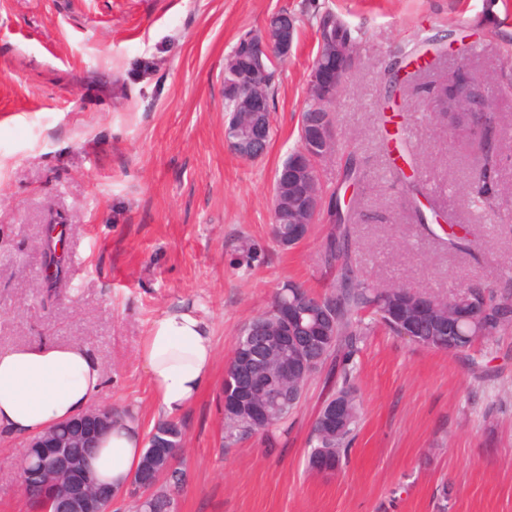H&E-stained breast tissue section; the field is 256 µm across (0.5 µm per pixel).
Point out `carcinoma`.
Instances as JSON below:
<instances>
[{
    "label": "carcinoma",
    "mask_w": 512,
    "mask_h": 512,
    "mask_svg": "<svg viewBox=\"0 0 512 512\" xmlns=\"http://www.w3.org/2000/svg\"><path fill=\"white\" fill-rule=\"evenodd\" d=\"M318 19L331 20L336 34L360 44L361 34L339 15L327 10L318 14ZM493 124H488L479 142L482 165L479 168V193L485 202H491L497 192L495 171L499 163V148L492 137ZM362 163L359 157L350 153L336 176V187L322 188L327 198L328 219L332 227L321 251L322 263L336 269V281L330 293L320 296L312 293L303 284L287 281L307 299L309 315L305 317L306 335L319 337L323 325L320 316L326 309L334 310L335 318L324 336L319 349L322 363H331L328 378L334 379L317 413L311 430V450L308 465L316 471L326 465L342 467L345 452L360 420V409L352 385L350 364L358 352V343L376 325H381L396 334L405 327L411 331L420 325L414 316V306L428 299L405 284L378 286L360 275L356 258L355 242L351 235L352 215L340 211L338 190L360 180ZM472 232L464 236H448V249L470 251L479 247ZM233 265L252 269L265 263L266 255L259 244L248 236L237 238L233 248ZM294 293H275L269 308L254 321L268 327L277 325L276 309L290 308ZM470 315V320L459 326V332L448 338L437 335L426 343V347L448 353H464L481 339L493 338L512 329V278L500 290L485 288L479 283L464 285L455 293L439 300L438 315ZM239 349H234L224 374L222 404L224 411L225 437L230 441L248 438L263 432L273 437V432L288 433V418L298 408L308 380L313 373L298 378L292 388L295 393L288 402L273 399L264 402L266 416L264 426H259L251 413L252 400L241 387L239 370ZM340 410L339 416L328 415L329 411ZM182 429L173 420H161L148 434V446L136 470V480L150 482L158 472L166 470L168 475L155 489L152 496L140 502L137 495L130 496L131 512H177L178 495L186 484L187 470L179 456L182 448ZM49 483L47 472L27 474L24 482L30 505L41 504L44 485Z\"/></svg>",
    "instance_id": "cac0c4a2"
}]
</instances>
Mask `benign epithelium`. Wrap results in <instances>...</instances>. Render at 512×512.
I'll list each match as a JSON object with an SVG mask.
<instances>
[{"label":"benign epithelium","mask_w":512,"mask_h":512,"mask_svg":"<svg viewBox=\"0 0 512 512\" xmlns=\"http://www.w3.org/2000/svg\"><path fill=\"white\" fill-rule=\"evenodd\" d=\"M298 27L295 18L287 12L273 15L258 33L248 36L250 53L246 65L233 73L235 104L224 121V141L227 148L245 160L261 158L267 149L271 134V97L268 86L272 83L275 68L291 57L297 42ZM320 46L325 55L317 57L308 80V106L300 114V133L303 155L322 164L336 152L335 105L336 97L354 64L358 48L349 41L328 35V30L318 31ZM463 85L474 91L440 93L436 103L452 121H463L470 133L481 138L484 116L494 111L493 103L481 91V78L462 68L457 71ZM300 189L295 203L279 195L283 211L290 212L292 224H314L323 210L322 181L308 165L294 171ZM303 304L297 301L290 316L283 322L277 336L265 333L257 326L247 333L248 345L240 352L242 365L238 371L245 391L262 396L268 388L267 381L254 361L255 352L280 351L292 345L301 357L283 359L279 375L293 380L312 369L317 361V340L302 332ZM112 417L109 407L91 409L64 424L57 425L40 435L26 447L35 449L38 463L50 467L57 482L49 497L42 500L40 512H112L102 507L99 487L84 464L76 448H91L96 443L101 427Z\"/></svg>","instance_id":"benign-epithelium-1"}]
</instances>
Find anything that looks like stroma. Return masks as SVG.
Wrapping results in <instances>:
<instances>
[{
    "mask_svg": "<svg viewBox=\"0 0 512 512\" xmlns=\"http://www.w3.org/2000/svg\"><path fill=\"white\" fill-rule=\"evenodd\" d=\"M359 29L358 58L336 102L334 182L347 153L363 162L352 203L359 270L375 283L445 297L512 275V0H0V350L78 342L105 367L98 398L161 420L139 347L161 312L194 303L212 324V377L176 421L189 482L178 512H512V332L464 354L374 328L354 358L361 421L343 468L307 467L327 390L307 383L287 434L229 443L221 391L245 324L293 278L318 294L336 278L319 223L296 248L270 237L274 177L298 140L317 52L315 9ZM285 11L298 39L276 73L272 136L248 161L224 141V63L238 38ZM453 32L445 44L428 36ZM433 50L429 79L468 67L497 105L502 160L492 205L473 185L479 150L416 95L412 72L385 98L393 58ZM468 225L479 250H448L414 205ZM67 230L64 280L44 285L49 225ZM265 263L231 265L238 236ZM23 440L0 435V512H31Z\"/></svg>",
    "mask_w": 512,
    "mask_h": 512,
    "instance_id": "obj_1",
    "label": "stroma"
}]
</instances>
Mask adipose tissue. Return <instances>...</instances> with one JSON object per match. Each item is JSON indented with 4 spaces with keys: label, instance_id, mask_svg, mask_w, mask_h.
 Returning <instances> with one entry per match:
<instances>
[{
    "label": "adipose tissue",
    "instance_id": "obj_1",
    "mask_svg": "<svg viewBox=\"0 0 512 512\" xmlns=\"http://www.w3.org/2000/svg\"><path fill=\"white\" fill-rule=\"evenodd\" d=\"M139 356L159 411L177 415L212 376L213 330L196 305L164 311L143 337ZM104 387L102 364L80 344L41 339L0 350V433L31 438L87 411ZM100 446L98 479L125 490L143 455L139 416L114 419Z\"/></svg>",
    "mask_w": 512,
    "mask_h": 512
}]
</instances>
